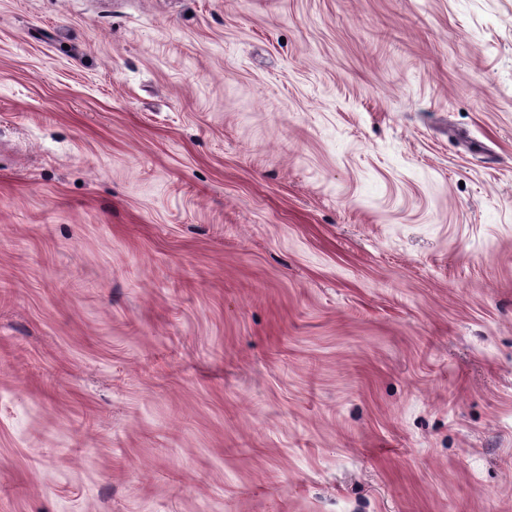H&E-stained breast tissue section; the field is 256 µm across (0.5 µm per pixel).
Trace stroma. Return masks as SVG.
Instances as JSON below:
<instances>
[{"label": "stroma", "mask_w": 512, "mask_h": 512, "mask_svg": "<svg viewBox=\"0 0 512 512\" xmlns=\"http://www.w3.org/2000/svg\"><path fill=\"white\" fill-rule=\"evenodd\" d=\"M0 512H512V0H0Z\"/></svg>", "instance_id": "obj_1"}]
</instances>
